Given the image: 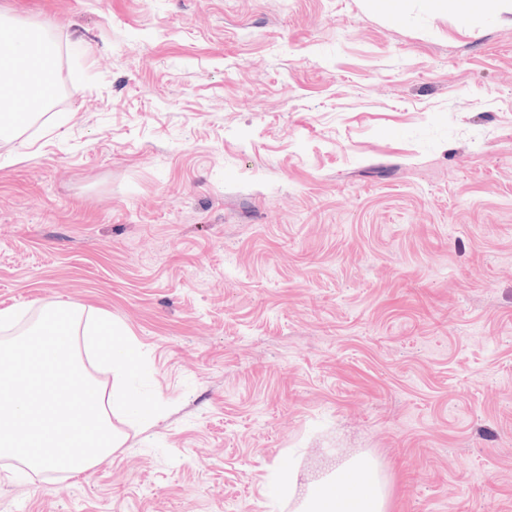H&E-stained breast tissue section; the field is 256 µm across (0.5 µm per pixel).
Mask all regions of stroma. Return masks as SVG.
<instances>
[{
  "mask_svg": "<svg viewBox=\"0 0 512 512\" xmlns=\"http://www.w3.org/2000/svg\"><path fill=\"white\" fill-rule=\"evenodd\" d=\"M60 93L0 139V308L111 314L164 404L0 512H512V0H0ZM295 478L294 491L280 481ZM353 471V472H352ZM361 473L363 492L357 495L345 493L348 480L354 472ZM389 493L377 475L371 459L361 457L353 462L351 471L337 470L325 481L313 482L304 499L296 505V512H388Z\"/></svg>",
  "mask_w": 512,
  "mask_h": 512,
  "instance_id": "stroma-1",
  "label": "stroma"
}]
</instances>
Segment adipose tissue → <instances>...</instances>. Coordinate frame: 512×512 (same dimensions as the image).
I'll return each mask as SVG.
<instances>
[{
  "mask_svg": "<svg viewBox=\"0 0 512 512\" xmlns=\"http://www.w3.org/2000/svg\"><path fill=\"white\" fill-rule=\"evenodd\" d=\"M59 83L56 49L39 28L11 23L0 15V97L13 96L24 86L29 109L25 120L33 121L53 102ZM360 477L364 490L350 495L344 488ZM389 493L371 459L355 460L351 469L336 471L327 480L313 482L295 512H388Z\"/></svg>",
  "mask_w": 512,
  "mask_h": 512,
  "instance_id": "ef3b65f1",
  "label": "adipose tissue"
}]
</instances>
